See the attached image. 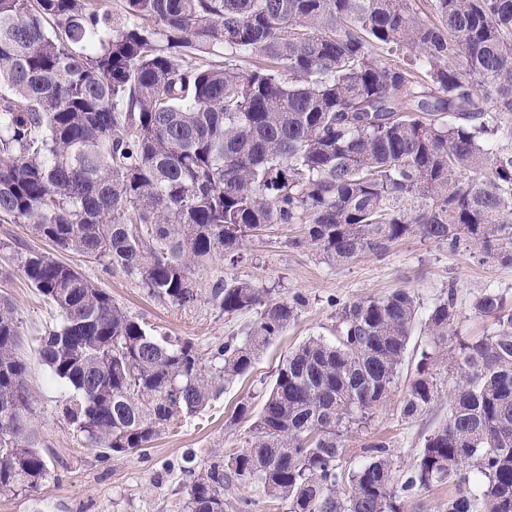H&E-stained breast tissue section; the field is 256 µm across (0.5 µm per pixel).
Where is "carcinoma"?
I'll return each instance as SVG.
<instances>
[{
  "mask_svg": "<svg viewBox=\"0 0 512 512\" xmlns=\"http://www.w3.org/2000/svg\"><path fill=\"white\" fill-rule=\"evenodd\" d=\"M0 0V219L120 271L184 311L254 310L243 337L202 357L161 336L75 267L32 253L19 269L60 322L40 338L63 416L88 446L143 449L204 411L295 320L302 297L246 279L201 281L274 226L331 266L418 237L512 264V0ZM223 60H215L216 56ZM251 59L250 66L242 62ZM420 302L407 289L336 314L277 366L248 447L193 475L188 512H224L256 486L288 512H401L453 487L447 512H512V303L473 302L493 332L453 329V289L427 311L451 346L448 418L397 476L376 437L345 441L393 395ZM21 327L0 300V494L50 475L35 446ZM439 399L421 371L400 400L413 421Z\"/></svg>",
  "mask_w": 512,
  "mask_h": 512,
  "instance_id": "cac0c4a2",
  "label": "carcinoma"
}]
</instances>
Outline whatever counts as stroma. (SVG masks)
<instances>
[{
	"instance_id": "stroma-1",
	"label": "stroma",
	"mask_w": 512,
	"mask_h": 512,
	"mask_svg": "<svg viewBox=\"0 0 512 512\" xmlns=\"http://www.w3.org/2000/svg\"><path fill=\"white\" fill-rule=\"evenodd\" d=\"M298 231L294 224L267 232L247 244L237 262L218 261L208 271L212 278L224 275L251 280L280 296L301 294L306 303L295 321L264 351L250 372L227 386L204 412L181 418L147 448L112 454L87 446L62 416L72 392L53 380L35 343L59 319L56 309L20 271L22 254L43 253L79 267L130 315L148 322L160 334L191 339L203 354L224 338L241 333L257 314L223 315L204 302L192 311H181L150 297L122 273L107 271L56 248L35 234L31 225L0 221V295L9 300L20 321L21 352L36 397L31 423L51 470L50 477L35 491L0 495V512H185L190 480L183 470L185 457L207 463L245 448L251 423L233 422L237 404L247 401L253 409H260L262 391L273 381L283 357L308 337L330 335L338 305L406 288L426 309L451 291L459 311L458 330L479 335L492 321L474 314L471 303L477 293L495 285L512 298V264L482 263L468 252L452 251L444 244L406 238L392 244L385 255L367 252L346 265L331 267L316 251L291 247L290 239ZM426 341L424 328L416 327L393 396L376 410L368 428L347 438V463L360 464L363 444L378 436L389 441L393 467L403 472L417 458L425 436L446 420L448 400L444 397L415 421L399 419L400 398L417 375L419 353Z\"/></svg>"
}]
</instances>
